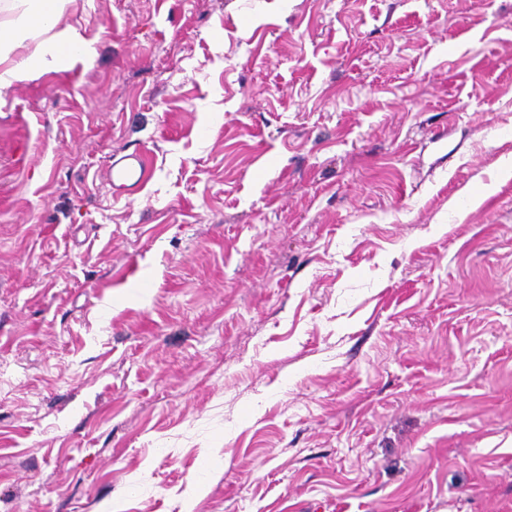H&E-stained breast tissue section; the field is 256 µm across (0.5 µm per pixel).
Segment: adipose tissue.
I'll list each match as a JSON object with an SVG mask.
<instances>
[{"mask_svg": "<svg viewBox=\"0 0 512 512\" xmlns=\"http://www.w3.org/2000/svg\"><path fill=\"white\" fill-rule=\"evenodd\" d=\"M64 0H0L10 14L0 22V90L14 81L67 69L87 56L89 47L63 21ZM32 49H25V42Z\"/></svg>", "mask_w": 512, "mask_h": 512, "instance_id": "ef3b65f1", "label": "adipose tissue"}]
</instances>
